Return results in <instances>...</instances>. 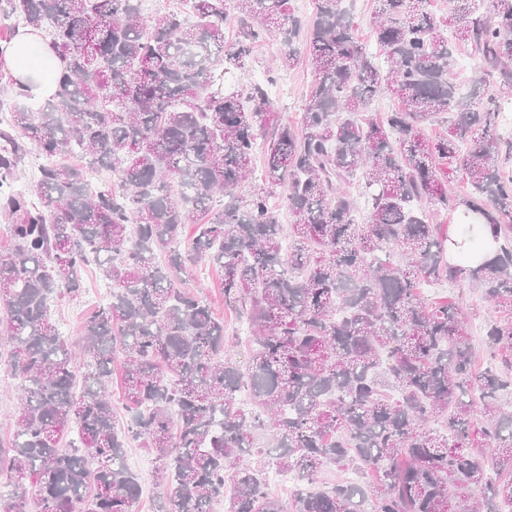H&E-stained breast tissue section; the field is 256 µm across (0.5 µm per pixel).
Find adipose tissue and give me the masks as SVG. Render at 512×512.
Returning a JSON list of instances; mask_svg holds the SVG:
<instances>
[{
    "label": "adipose tissue",
    "mask_w": 512,
    "mask_h": 512,
    "mask_svg": "<svg viewBox=\"0 0 512 512\" xmlns=\"http://www.w3.org/2000/svg\"><path fill=\"white\" fill-rule=\"evenodd\" d=\"M5 69L12 77L30 75L26 90L34 100H47L57 91L56 76L61 69L48 42L36 31L24 30L5 53Z\"/></svg>",
    "instance_id": "obj_1"
}]
</instances>
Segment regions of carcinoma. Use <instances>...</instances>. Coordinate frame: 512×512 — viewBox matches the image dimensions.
I'll return each instance as SVG.
<instances>
[{
  "instance_id": "1",
  "label": "carcinoma",
  "mask_w": 512,
  "mask_h": 512,
  "mask_svg": "<svg viewBox=\"0 0 512 512\" xmlns=\"http://www.w3.org/2000/svg\"><path fill=\"white\" fill-rule=\"evenodd\" d=\"M186 2V16H147L141 0H0V54L33 28L62 63L55 96L0 129L13 241L0 253V342L23 386L16 431L0 442V512H139L132 440L155 455L156 512H211L218 498L224 512H512V139L499 133L512 0L484 12L460 0L441 20L431 0H382L377 63L342 0H315L310 23L291 0ZM443 26L496 75L480 109V86L454 78ZM274 32L288 46L275 70L303 59L315 76L297 131L276 119L267 85L215 86L217 64L244 68ZM385 93L398 108L362 118ZM443 119L445 134L427 138L422 127ZM30 144L43 163L34 192L18 194ZM259 149L265 171L251 178ZM71 154L79 164L60 162ZM97 168L115 181L89 188ZM459 170L470 192L456 199ZM278 188L288 224L269 206ZM462 205L497 242L475 267L448 262L441 212ZM203 260L245 307L255 348L244 370L225 352L224 322L183 285ZM89 264L112 295L83 323L77 393L49 299L79 296ZM442 281L506 314L488 326L487 365L459 306L422 296ZM117 361L124 429L109 391ZM330 466L366 477L286 502L267 492L271 468L312 485Z\"/></svg>"
}]
</instances>
